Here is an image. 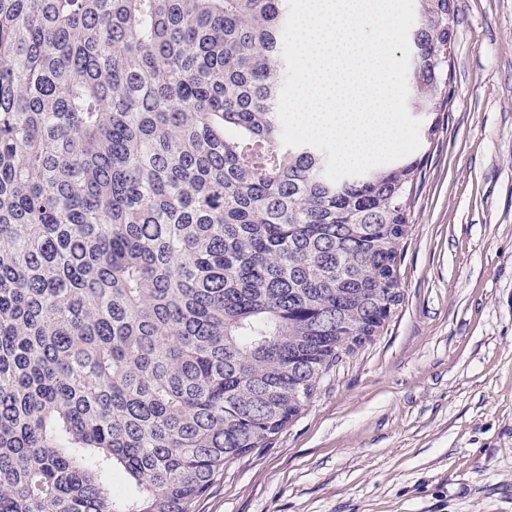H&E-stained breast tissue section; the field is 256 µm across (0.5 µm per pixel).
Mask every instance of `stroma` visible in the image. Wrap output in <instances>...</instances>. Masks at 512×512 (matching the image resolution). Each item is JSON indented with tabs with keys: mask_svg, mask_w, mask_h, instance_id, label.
Returning a JSON list of instances; mask_svg holds the SVG:
<instances>
[{
	"mask_svg": "<svg viewBox=\"0 0 512 512\" xmlns=\"http://www.w3.org/2000/svg\"><path fill=\"white\" fill-rule=\"evenodd\" d=\"M454 9L399 305L194 512H512V0Z\"/></svg>",
	"mask_w": 512,
	"mask_h": 512,
	"instance_id": "stroma-1",
	"label": "stroma"
}]
</instances>
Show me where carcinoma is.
<instances>
[{
  "instance_id": "carcinoma-1",
  "label": "carcinoma",
  "mask_w": 512,
  "mask_h": 512,
  "mask_svg": "<svg viewBox=\"0 0 512 512\" xmlns=\"http://www.w3.org/2000/svg\"><path fill=\"white\" fill-rule=\"evenodd\" d=\"M409 110L448 111L451 0ZM283 0H0V512H192L399 304L422 175L281 142Z\"/></svg>"
}]
</instances>
